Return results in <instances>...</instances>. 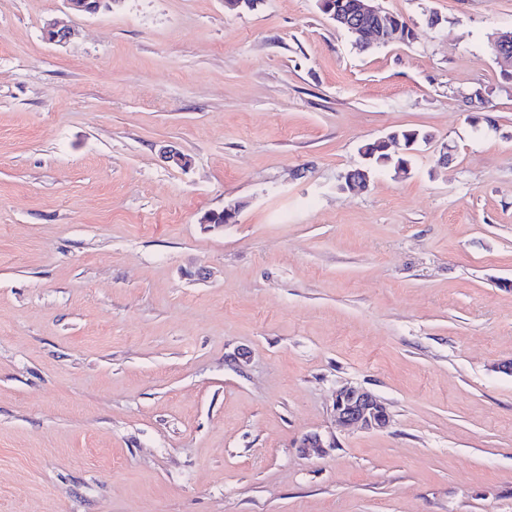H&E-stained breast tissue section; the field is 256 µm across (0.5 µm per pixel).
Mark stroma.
Listing matches in <instances>:
<instances>
[{
  "label": "stroma",
  "instance_id": "35a3bbf8",
  "mask_svg": "<svg viewBox=\"0 0 512 512\" xmlns=\"http://www.w3.org/2000/svg\"><path fill=\"white\" fill-rule=\"evenodd\" d=\"M377 4L0 0V512H512V0ZM327 1L328 0L317 1L320 10L328 11V15L335 22L343 24L357 32L358 35L343 30L353 38L355 45L363 51L372 47H377L378 45H373L371 43L373 39L369 40L363 35H360L358 30L366 35L372 36L374 39L381 37L388 38L390 37L388 33L391 32L389 17H391V21L394 23L400 22L404 26H407L408 23L406 19L401 15L392 14L390 16V13L381 11L379 8L375 7L372 3L374 0H361L358 3L356 14L351 18L347 16L345 17L344 15L355 10L358 0H329L336 7V11L338 13H342L341 15H336V12L331 13L330 10L325 7ZM365 150L364 156L369 157L368 164L376 172L382 168L393 167L395 169L406 170L409 164L408 154H391L383 143L377 141L367 143L360 149ZM332 413L336 426L343 430L386 431L391 425L385 402L362 387L346 385L337 389Z\"/></svg>",
  "mask_w": 512,
  "mask_h": 512
}]
</instances>
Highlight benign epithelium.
<instances>
[{
  "mask_svg": "<svg viewBox=\"0 0 512 512\" xmlns=\"http://www.w3.org/2000/svg\"><path fill=\"white\" fill-rule=\"evenodd\" d=\"M330 17L353 31H361L373 38L389 37L390 13L373 5V0H360L353 17L331 13ZM46 40L54 45H64L71 41L73 31L67 26L49 22L45 28ZM164 159L172 165L186 170L191 167V158L182 151L167 146L163 148ZM332 413L336 426L343 430L385 431L391 425V418L383 400L371 391L357 386L346 385L336 390L332 403ZM300 447L308 454L320 455L323 449L331 447L318 434L305 436Z\"/></svg>",
  "mask_w": 512,
  "mask_h": 512,
  "instance_id": "1",
  "label": "benign epithelium"
}]
</instances>
